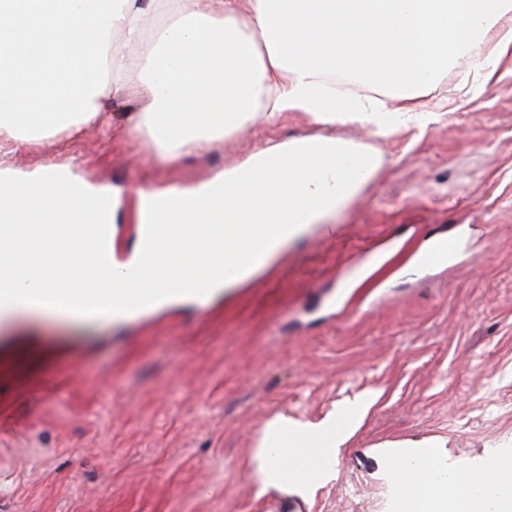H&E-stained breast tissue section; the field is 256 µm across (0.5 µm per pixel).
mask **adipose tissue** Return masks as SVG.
Returning <instances> with one entry per match:
<instances>
[{"mask_svg":"<svg viewBox=\"0 0 512 512\" xmlns=\"http://www.w3.org/2000/svg\"><path fill=\"white\" fill-rule=\"evenodd\" d=\"M512 53V0H0V225L110 224L112 188L54 163L17 170L11 157L80 132L109 128L113 107H142L122 120L163 161L219 149L224 137L299 112L323 133L261 147L189 189L139 190L159 199L157 260L132 280L87 270L79 288L103 302L126 289L167 288L231 262L241 231L284 224L297 238L326 223L375 180L381 156L331 134L356 125L373 136L422 124L415 105L462 58L487 73ZM195 224L223 235L188 243ZM50 252L0 255V277L24 272L32 288L65 277L40 270ZM357 426L348 412L317 423L276 419L258 444L262 487L319 479ZM392 512H512V451L459 471L438 445L388 457Z\"/></svg>","mask_w":512,"mask_h":512,"instance_id":"ef3b65f1","label":"adipose tissue"}]
</instances>
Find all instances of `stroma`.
Masks as SVG:
<instances>
[{
    "label": "stroma",
    "mask_w": 512,
    "mask_h": 512,
    "mask_svg": "<svg viewBox=\"0 0 512 512\" xmlns=\"http://www.w3.org/2000/svg\"><path fill=\"white\" fill-rule=\"evenodd\" d=\"M427 122L385 139L342 134L383 158L373 184L245 284L140 319L75 317L0 325V512H388L386 447L448 444L454 468L512 449V57L491 81L467 65L423 90ZM293 112L223 148L158 164L143 146L88 125L14 165L52 158L119 191L210 178L257 148L317 133ZM469 225L455 266L406 272L429 239ZM344 301L325 296L348 265ZM366 395L332 472L260 490L266 424L317 422Z\"/></svg>",
    "instance_id": "stroma-1"
}]
</instances>
